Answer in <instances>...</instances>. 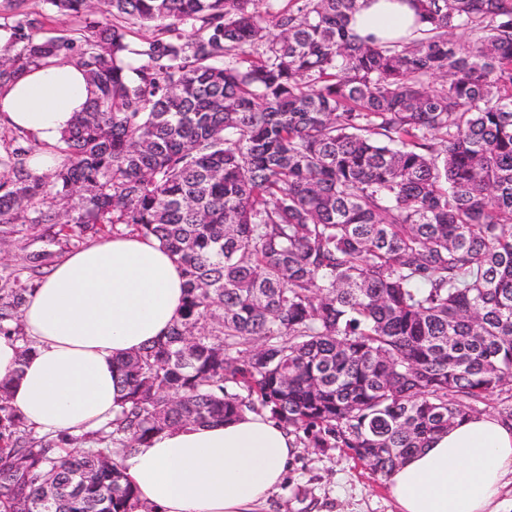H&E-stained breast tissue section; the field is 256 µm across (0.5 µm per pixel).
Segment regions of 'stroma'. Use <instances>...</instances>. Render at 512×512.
I'll return each mask as SVG.
<instances>
[{
	"label": "stroma",
	"mask_w": 512,
	"mask_h": 512,
	"mask_svg": "<svg viewBox=\"0 0 512 512\" xmlns=\"http://www.w3.org/2000/svg\"><path fill=\"white\" fill-rule=\"evenodd\" d=\"M51 249L55 259L71 250L66 242L47 244L22 234L0 240V275L19 274L22 285L38 280L26 267L29 254ZM264 512H397L385 481L340 448L297 447L280 488Z\"/></svg>",
	"instance_id": "1"
}]
</instances>
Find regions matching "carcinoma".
Segmentation results:
<instances>
[{"label":"carcinoma","mask_w":512,"mask_h":512,"mask_svg":"<svg viewBox=\"0 0 512 512\" xmlns=\"http://www.w3.org/2000/svg\"><path fill=\"white\" fill-rule=\"evenodd\" d=\"M43 2L83 26L8 27L0 85L70 57L94 99L48 175L0 153V235L123 225L185 296L96 431L28 429L0 382V512H135L122 456L246 411L382 477L495 393L512 420V0H407L387 40L351 30L358 0ZM28 292L0 276V334Z\"/></svg>","instance_id":"cac0c4a2"}]
</instances>
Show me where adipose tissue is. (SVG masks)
Masks as SVG:
<instances>
[{
  "label": "adipose tissue",
  "mask_w": 512,
  "mask_h": 512,
  "mask_svg": "<svg viewBox=\"0 0 512 512\" xmlns=\"http://www.w3.org/2000/svg\"><path fill=\"white\" fill-rule=\"evenodd\" d=\"M407 0H362L350 26L361 36L411 32ZM94 96L75 63L29 68L0 87V125L47 143L28 167H56L51 146ZM184 281L175 257L152 238L119 232L68 253L32 288L25 337L0 336V381L39 433H81L112 419L123 399L118 362L165 334ZM33 351L22 357L23 342ZM295 440L269 417L178 426L121 461L149 512H262L282 484ZM398 512H512V421L494 414L456 420L385 479Z\"/></svg>",
  "instance_id": "adipose-tissue-1"
}]
</instances>
